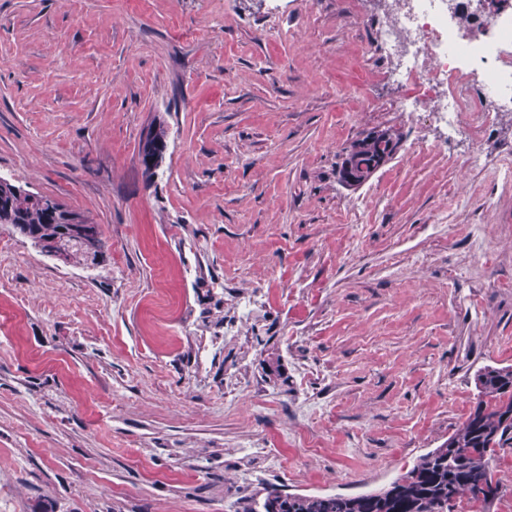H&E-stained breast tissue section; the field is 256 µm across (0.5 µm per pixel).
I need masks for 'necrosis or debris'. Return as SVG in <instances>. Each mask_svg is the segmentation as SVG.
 <instances>
[{
    "label": "necrosis or debris",
    "mask_w": 512,
    "mask_h": 512,
    "mask_svg": "<svg viewBox=\"0 0 512 512\" xmlns=\"http://www.w3.org/2000/svg\"><path fill=\"white\" fill-rule=\"evenodd\" d=\"M485 11L471 0H391L371 21L373 35L403 85L418 87V111L456 130L462 116L486 129L512 112V0ZM486 82L469 85L468 73Z\"/></svg>",
    "instance_id": "necrosis-or-debris-1"
}]
</instances>
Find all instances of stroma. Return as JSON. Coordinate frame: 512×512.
<instances>
[{
    "label": "stroma",
    "mask_w": 512,
    "mask_h": 512,
    "mask_svg": "<svg viewBox=\"0 0 512 512\" xmlns=\"http://www.w3.org/2000/svg\"><path fill=\"white\" fill-rule=\"evenodd\" d=\"M382 8L0 0V176L105 243L72 265L0 224V512L377 491L512 365V112L452 135L414 111L361 26ZM240 293L261 311L228 334ZM152 134L153 150L144 155L142 163L145 168V173L155 174L153 170L159 169V159L160 161L162 160L163 150L167 143L168 129L163 123H159L158 126L155 125L152 128ZM378 134L390 135L389 141L392 144V148L388 155V159L394 155L399 144V139L394 133H392L390 130L369 132L362 138H358L352 142L350 147L346 150L339 174L342 172V170L345 169L346 164L350 160L357 159V166H361V168L357 167V171L354 174V184H360L368 179V177L376 170L379 165L377 162H375V159L378 156V144L376 140V135ZM374 162L375 164L372 165Z\"/></svg>",
    "instance_id": "1"
}]
</instances>
